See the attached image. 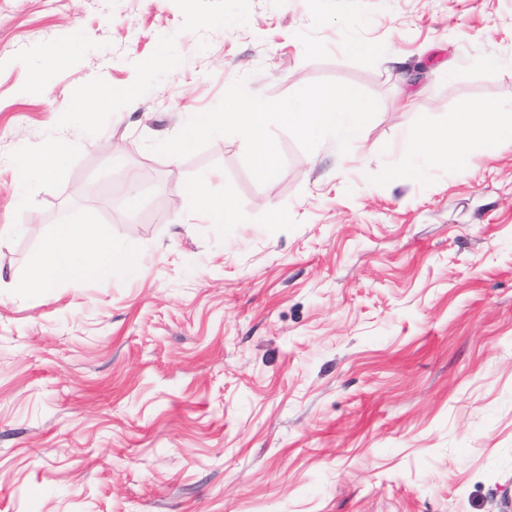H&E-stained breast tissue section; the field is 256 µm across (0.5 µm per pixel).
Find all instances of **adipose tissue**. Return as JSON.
<instances>
[{
    "mask_svg": "<svg viewBox=\"0 0 512 512\" xmlns=\"http://www.w3.org/2000/svg\"><path fill=\"white\" fill-rule=\"evenodd\" d=\"M478 142L491 148L512 142V100L493 99L477 107L461 102L448 124L408 132L404 147L428 164L463 168ZM138 264V258L92 235L84 225L63 224L32 257L27 285L44 294L61 283L78 284L115 271L128 272Z\"/></svg>",
    "mask_w": 512,
    "mask_h": 512,
    "instance_id": "ef3b65f1",
    "label": "adipose tissue"
}]
</instances>
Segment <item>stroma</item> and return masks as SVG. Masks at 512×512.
I'll return each instance as SVG.
<instances>
[{
    "mask_svg": "<svg viewBox=\"0 0 512 512\" xmlns=\"http://www.w3.org/2000/svg\"><path fill=\"white\" fill-rule=\"evenodd\" d=\"M240 77L379 109L344 155L276 130L265 184L236 136L147 148ZM510 94L512 0H0V512H512V143L402 148ZM60 224L136 274L21 289ZM74 147L71 139L66 136L59 137L40 154L34 165L47 178L73 152ZM196 208V213L204 221L225 224H237L238 214L234 206L224 198L213 196L205 184H196L190 192Z\"/></svg>",
    "mask_w": 512,
    "mask_h": 512,
    "instance_id": "1",
    "label": "stroma"
}]
</instances>
